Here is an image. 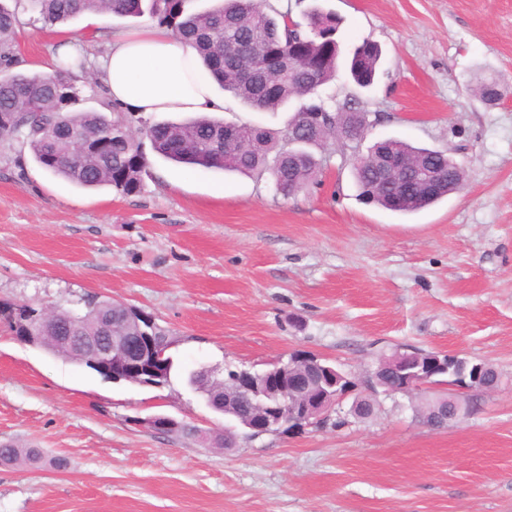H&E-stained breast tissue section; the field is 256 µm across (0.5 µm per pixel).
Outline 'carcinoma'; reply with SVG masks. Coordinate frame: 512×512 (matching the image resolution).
I'll return each mask as SVG.
<instances>
[{"label":"carcinoma","instance_id":"1","mask_svg":"<svg viewBox=\"0 0 512 512\" xmlns=\"http://www.w3.org/2000/svg\"><path fill=\"white\" fill-rule=\"evenodd\" d=\"M28 10L46 25L65 22L82 13L112 14L120 18L149 15L169 27L174 35L193 47L202 65L234 98L261 112H327V120L311 134L296 163H288L286 131L275 132L257 124H241V145L224 144V121L209 116L188 120L147 122L131 125L130 116L112 115L83 108L86 100L79 86L73 87L72 103H60V87L69 79L78 82L81 60L60 62L48 73H9L0 76V115L14 121L0 124V137H19L29 146L34 161L43 169L81 188L108 186L129 195L140 190L148 166L144 141L159 157L190 166L238 172L269 173L274 189L287 199L318 183L325 159L314 153L336 136V123L343 113L358 112V100L336 102L322 88L336 80V15L319 6L308 13L307 25L291 24L289 10L266 9L257 0H213L203 10L188 7L190 0H25ZM18 12L0 3V58L13 55V35ZM381 49L364 39L356 45L350 71L357 85L370 86L380 65ZM103 144L88 156L82 144ZM415 155L432 168L448 174V160L432 151L391 139L385 147ZM361 196L371 193L374 204L393 209L395 197L409 184L401 176L369 190L373 172L365 155L351 162ZM121 307L109 301H92L78 316L80 327L96 329ZM41 460L37 448L0 445V460L14 464L20 459Z\"/></svg>","mask_w":512,"mask_h":512}]
</instances>
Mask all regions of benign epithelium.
Returning a JSON list of instances; mask_svg holds the SVG:
<instances>
[{
  "label": "benign epithelium",
  "instance_id": "7a95c632",
  "mask_svg": "<svg viewBox=\"0 0 512 512\" xmlns=\"http://www.w3.org/2000/svg\"><path fill=\"white\" fill-rule=\"evenodd\" d=\"M369 126L368 113H353L352 125L347 128L348 135L341 138L342 143L355 144ZM371 166L387 178L403 170H413L427 193L433 195L440 191L441 179L428 172L420 161L398 158L382 151L372 157ZM127 312L136 326L132 332L115 336L110 333L108 323L98 334L83 333L73 328L60 343L119 381L125 379L150 387L152 383L147 378L159 373V368L165 365L164 356L169 342L162 338L160 328L150 315L131 306L127 307ZM0 318L22 329L23 336L19 340L27 345L43 342V326L52 328L57 322L52 314L26 302L0 305ZM459 367L458 356L447 353L441 358L425 360L419 352L405 350L385 359V368L399 377L392 392L402 394L434 389L433 377L436 374ZM483 371L484 363L471 364L468 374L462 376V382L454 387L453 396L448 398L452 405L448 420L467 416L474 394L492 386L484 379ZM197 373L209 387V395L216 398L225 411L235 410L240 397L250 399L252 408L244 419V425L253 437L275 433L290 421L317 423L327 418L353 392V385L343 373L322 364L318 357L306 354H296L263 373L247 369L223 372L216 367H202ZM145 425L162 432L183 428L182 423L165 415L149 417L145 419Z\"/></svg>",
  "mask_w": 512,
  "mask_h": 512
}]
</instances>
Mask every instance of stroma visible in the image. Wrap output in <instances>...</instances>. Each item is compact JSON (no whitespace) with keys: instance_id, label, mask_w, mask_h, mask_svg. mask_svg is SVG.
<instances>
[{"instance_id":"35a3bbf8","label":"stroma","mask_w":512,"mask_h":512,"mask_svg":"<svg viewBox=\"0 0 512 512\" xmlns=\"http://www.w3.org/2000/svg\"><path fill=\"white\" fill-rule=\"evenodd\" d=\"M316 1L340 18L344 49L365 38L382 48L372 88L342 73L329 86L369 114L358 148L328 142L320 182L288 199L267 175L155 155L141 191L121 196L73 186L22 139H0V303L139 308L186 372L315 355L373 414L343 404L317 425L203 445L143 423L223 430L182 378L115 383L0 322V444L68 460L0 466V512H512V0H266L297 21ZM19 20L0 73L43 71L69 36L96 75L98 29L149 22ZM488 80L494 104L475 92ZM390 137L447 152L462 188L408 214L362 201L349 160ZM399 348L487 362L498 385L478 412L431 428L412 396L369 385L379 355Z\"/></svg>"}]
</instances>
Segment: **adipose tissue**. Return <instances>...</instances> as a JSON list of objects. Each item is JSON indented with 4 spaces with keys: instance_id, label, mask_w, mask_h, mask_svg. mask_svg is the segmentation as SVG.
Returning a JSON list of instances; mask_svg holds the SVG:
<instances>
[{
    "instance_id": "1",
    "label": "adipose tissue",
    "mask_w": 512,
    "mask_h": 512,
    "mask_svg": "<svg viewBox=\"0 0 512 512\" xmlns=\"http://www.w3.org/2000/svg\"><path fill=\"white\" fill-rule=\"evenodd\" d=\"M105 98L117 111L149 118L157 113L210 114L224 99L196 51L167 28L150 24L114 36L99 63Z\"/></svg>"
}]
</instances>
